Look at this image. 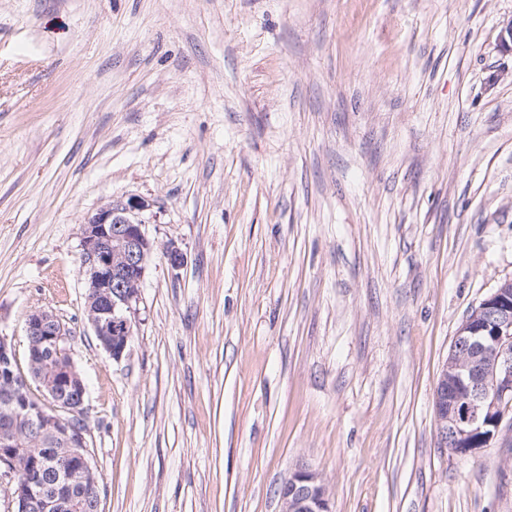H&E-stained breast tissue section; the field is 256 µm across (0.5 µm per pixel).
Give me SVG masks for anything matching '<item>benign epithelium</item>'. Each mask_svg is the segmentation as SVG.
Returning a JSON list of instances; mask_svg holds the SVG:
<instances>
[{
	"label": "benign epithelium",
	"mask_w": 512,
	"mask_h": 512,
	"mask_svg": "<svg viewBox=\"0 0 512 512\" xmlns=\"http://www.w3.org/2000/svg\"><path fill=\"white\" fill-rule=\"evenodd\" d=\"M150 203L136 196L111 202L81 225L80 275L86 286L85 312L100 346L114 360L125 353L133 333L132 316L139 301L148 259L154 249L142 215ZM170 268L184 265L175 242L163 246ZM481 324L462 321L453 338L434 394L440 445L486 447L506 425L512 410V279L502 282L479 305ZM30 347L39 355L63 351L71 335L53 312L38 309L26 320ZM13 347L0 336V393L8 402L0 426V478L6 481L9 507L15 512H57L74 502L77 485L94 486L97 478L88 453V430L80 421L86 389L71 363L59 379L42 381L54 400L49 415L15 381ZM29 420L36 446L34 469L22 475L15 454L22 435L15 420ZM282 512H332L330 493L316 471L301 466L279 491Z\"/></svg>",
	"instance_id": "obj_1"
}]
</instances>
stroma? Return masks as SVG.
Wrapping results in <instances>:
<instances>
[{
	"instance_id": "35a3bbf8",
	"label": "stroma",
	"mask_w": 512,
	"mask_h": 512,
	"mask_svg": "<svg viewBox=\"0 0 512 512\" xmlns=\"http://www.w3.org/2000/svg\"><path fill=\"white\" fill-rule=\"evenodd\" d=\"M512 0H0V336L53 311L99 512H512V428L440 448L462 320L512 278ZM149 200L120 360L80 226ZM176 240L177 271L161 245ZM281 512H333L330 493L316 471L301 466L284 482L279 491Z\"/></svg>"
}]
</instances>
